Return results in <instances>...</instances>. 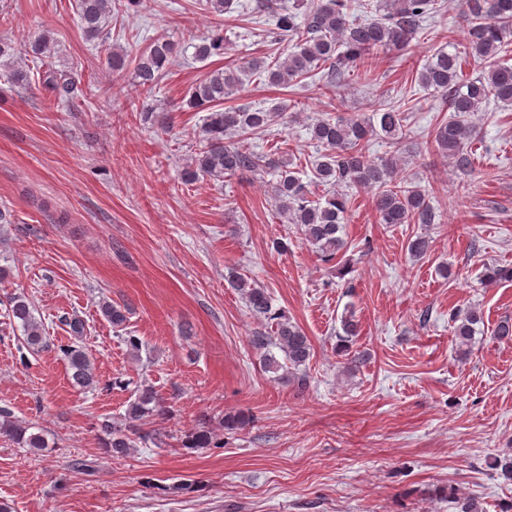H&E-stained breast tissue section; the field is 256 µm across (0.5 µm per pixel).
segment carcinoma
<instances>
[{"label": "carcinoma", "instance_id": "obj_1", "mask_svg": "<svg viewBox=\"0 0 512 512\" xmlns=\"http://www.w3.org/2000/svg\"><path fill=\"white\" fill-rule=\"evenodd\" d=\"M113 0H75L80 29L86 41L101 47L107 69L119 76L133 67L138 85L150 94L156 88L166 65L177 55L174 43L157 39L136 60L124 50L109 44L106 19L112 13ZM260 7L276 19L269 30L274 43L288 44L286 57L255 59L249 63L251 73L269 87H286L322 74L326 86H339L350 78L374 82L372 61L381 53L406 52L422 29V23L437 10V0H374L362 5L355 0H259ZM463 16L462 50H440L421 67L413 69L415 79L441 99L451 115L438 122L432 146L452 161L463 176L473 171L472 146L481 141L480 129L470 116L493 100L512 106V66L499 60V54L512 48V0H461ZM56 39L43 29L22 46L0 39V66L11 67V80L22 89H42L61 104L76 97L78 82L73 73L54 68L49 60L56 53ZM193 58L201 63L224 54V31L214 30L192 44ZM489 63V68L474 78L465 77L462 63L466 59ZM241 85V78L231 69H214L194 84L186 103L204 111L201 140L182 170L187 182L200 179L222 181L244 172L268 170L276 176L273 193L280 216L298 227L303 239L324 262L339 260L342 265L347 242L345 226L352 199L351 189L372 194L380 224H432L435 208L429 195L420 187L398 176L399 158L392 151L374 159L370 157L372 137L384 136L396 149L404 137L405 109L390 106L383 112L354 115L350 118L318 115L310 119L308 130L315 150L310 171L295 170L288 162H275L247 144L249 136L271 127L285 115L286 106L266 110L252 106H224ZM325 187L323 195L311 198V185ZM224 280L244 299L249 311L270 333L253 336L256 349L277 346L284 361L261 354L263 368L276 373L288 370L297 383L307 382L306 368L313 347L303 329L288 316L272 309L267 289L251 281L237 268L228 269ZM7 315L19 322L25 345L31 350L50 347L42 321L34 314L30 301L23 296L6 300ZM103 317L114 328L127 322L126 308L110 302L101 304ZM453 334L459 347L470 345L481 321L479 311L468 309L452 314ZM74 340L58 348L72 371L74 386L93 389L97 379L89 355L78 339L84 335V321L77 315L65 320ZM339 351H348L347 343L359 335L358 321L348 310L341 318ZM168 410L150 385H141L127 401L124 423L116 425L108 417L98 422L106 436L105 448L113 458L130 454L137 441L148 440L142 432L156 416ZM254 422L253 416L239 413L221 419L228 430L241 429ZM31 426L12 420V412L0 407V433L15 439L24 448H42L41 433L29 432ZM213 444V430L201 426L185 435L183 447L207 448Z\"/></svg>", "mask_w": 512, "mask_h": 512}]
</instances>
